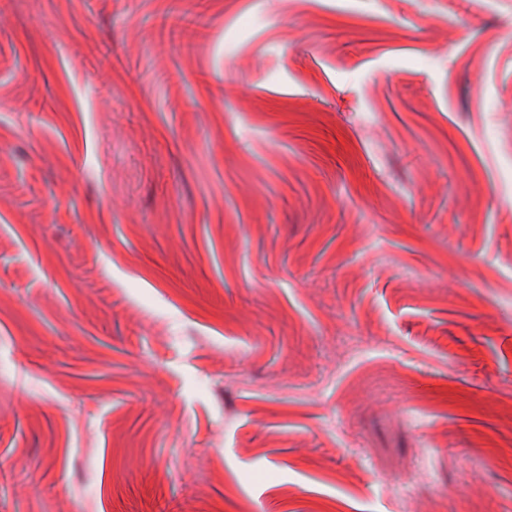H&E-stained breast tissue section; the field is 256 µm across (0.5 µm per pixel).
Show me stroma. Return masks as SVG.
Instances as JSON below:
<instances>
[{
  "mask_svg": "<svg viewBox=\"0 0 512 512\" xmlns=\"http://www.w3.org/2000/svg\"><path fill=\"white\" fill-rule=\"evenodd\" d=\"M506 111L512 0H0V512H512Z\"/></svg>",
  "mask_w": 512,
  "mask_h": 512,
  "instance_id": "35a3bbf8",
  "label": "stroma"
}]
</instances>
